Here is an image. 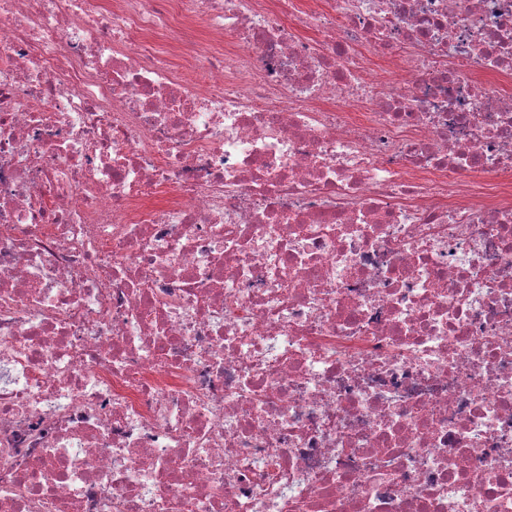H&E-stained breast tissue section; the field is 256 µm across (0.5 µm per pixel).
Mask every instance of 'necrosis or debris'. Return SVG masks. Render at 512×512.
Masks as SVG:
<instances>
[{
    "instance_id": "obj_1",
    "label": "necrosis or debris",
    "mask_w": 512,
    "mask_h": 512,
    "mask_svg": "<svg viewBox=\"0 0 512 512\" xmlns=\"http://www.w3.org/2000/svg\"><path fill=\"white\" fill-rule=\"evenodd\" d=\"M507 176L512 0H0V512H512Z\"/></svg>"
}]
</instances>
